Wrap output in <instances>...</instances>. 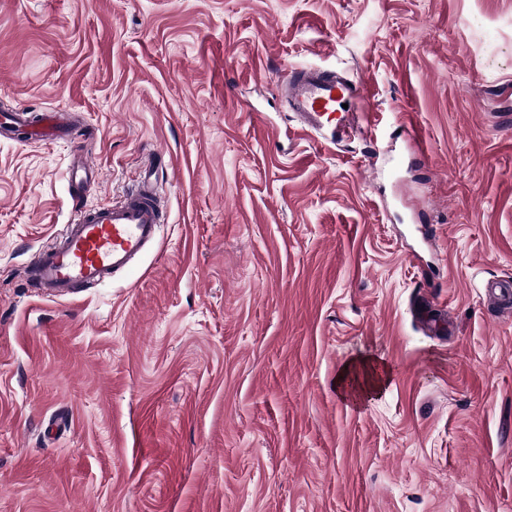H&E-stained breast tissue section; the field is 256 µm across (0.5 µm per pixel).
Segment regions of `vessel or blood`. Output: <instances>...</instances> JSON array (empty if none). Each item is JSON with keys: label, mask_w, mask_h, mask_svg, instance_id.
Wrapping results in <instances>:
<instances>
[{"label": "vessel or blood", "mask_w": 512, "mask_h": 512, "mask_svg": "<svg viewBox=\"0 0 512 512\" xmlns=\"http://www.w3.org/2000/svg\"><path fill=\"white\" fill-rule=\"evenodd\" d=\"M288 108L303 130L332 141V117L342 106L361 100L363 88L345 76L316 67L293 68L279 83ZM72 134L62 113H44L31 123L25 110L0 115V137L64 140ZM164 212L149 181H141L119 202L77 205L57 244L41 252L33 269L35 285L52 296L96 285L125 271L158 239Z\"/></svg>", "instance_id": "b4317fda"}]
</instances>
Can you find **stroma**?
<instances>
[{
    "instance_id": "1",
    "label": "stroma",
    "mask_w": 512,
    "mask_h": 512,
    "mask_svg": "<svg viewBox=\"0 0 512 512\" xmlns=\"http://www.w3.org/2000/svg\"><path fill=\"white\" fill-rule=\"evenodd\" d=\"M301 65L354 139L291 119ZM21 105L94 134L0 140V512H512V0H0ZM80 151L169 222L53 299ZM288 108L301 121L306 132L336 143V111L346 112L342 104L363 99L364 89L356 81L316 67L292 68L279 83ZM345 366H348V369H345ZM360 371L364 372V384H357ZM385 378L386 369L377 360L369 357L352 359L336 375V390L340 391L343 397L356 401L379 390Z\"/></svg>"
}]
</instances>
